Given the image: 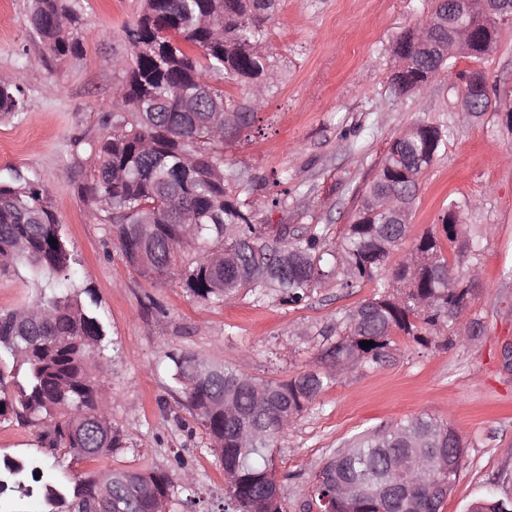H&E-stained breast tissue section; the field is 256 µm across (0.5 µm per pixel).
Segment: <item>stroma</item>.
Listing matches in <instances>:
<instances>
[{"label": "stroma", "mask_w": 512, "mask_h": 512, "mask_svg": "<svg viewBox=\"0 0 512 512\" xmlns=\"http://www.w3.org/2000/svg\"><path fill=\"white\" fill-rule=\"evenodd\" d=\"M431 0H276L264 42L273 74L250 126L224 141V168L249 189L254 221L273 227L326 229L334 245L357 213L390 141L420 122L449 130L419 177L402 260L427 230H440L449 202L464 203L447 258L465 253L479 277L459 321L478 334L456 340L440 332L428 346L397 332L393 359L381 366L336 370L334 381L281 441L278 479L287 512H301L316 474L361 433L427 415L462 438L465 455L442 512L473 501L512 498V22L500 25L495 48L459 57L425 88L390 86L393 45L416 30ZM83 52L53 59L29 28L31 0H0V76L19 78L26 108L0 118V171L34 175L61 221L76 262L73 277L98 301L106 329L103 363L109 380L97 394L124 434V448L104 462L52 453L35 432L0 417V458L53 464L60 480L88 479L100 467L160 469L173 480L194 477L191 496L203 508L227 495L224 468L184 395L173 388L164 355L182 351L263 380L285 381L327 370L322 331L339 314L373 296L325 283L301 304L241 292L206 302L189 296L178 276L151 281L126 262L114 234L96 216L92 161L83 144L96 138L125 78L113 58L127 55L123 28L141 0H77ZM479 70L501 109L471 116L461 73ZM37 282L25 264L0 272V308L34 300Z\"/></svg>", "instance_id": "35a3bbf8"}]
</instances>
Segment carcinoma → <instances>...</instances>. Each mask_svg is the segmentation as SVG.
I'll list each match as a JSON object with an SVG mask.
<instances>
[{"mask_svg":"<svg viewBox=\"0 0 512 512\" xmlns=\"http://www.w3.org/2000/svg\"><path fill=\"white\" fill-rule=\"evenodd\" d=\"M276 0H142L135 23L124 28L130 63L129 91H116L112 130L87 143L93 155V190L102 220L115 230L127 263L153 279L178 273L182 287L199 300L230 299L241 290L297 304L314 288L336 282L354 291L376 284L375 295L342 315L336 337H323V356L338 364L382 365L392 358L399 331L419 345L429 334L459 319L472 292L463 259L449 263L439 238L424 234L403 261L389 260L408 225L388 224L374 211L375 199L399 195L412 206L418 178L445 145L449 131L420 122L394 138L385 160L365 189L361 208L336 245L326 233L309 229L272 235L253 223L250 202L232 172H224V134L246 127L251 112H234L223 125L225 77L249 85L267 72L261 45L264 24ZM467 17L487 30L483 54L496 45L498 24L481 0H467ZM31 31L56 58L81 50L75 32L82 24L71 0H32ZM448 42V25L435 28L422 47L409 33L394 53L405 70L391 77L396 90L422 89L448 62L438 47ZM202 52V58L195 51ZM26 107L19 81L0 78V116ZM60 221L39 182L14 169L0 177V271L27 264L41 285L39 296L0 310V416L32 427L50 451L99 461L123 448L95 391L107 384L102 367L106 332L98 302L71 279L72 255ZM56 243H51V240ZM373 346L362 347L360 342ZM172 382L200 419L211 449L224 466L228 496L209 512H285L282 497L268 490L276 480L279 442L298 416L335 375L308 370L287 381L256 379L231 366L208 375L209 364L187 353L165 354ZM464 446L449 426L419 416L384 430L366 432L336 452L319 472L303 512H440L457 471L437 465L413 472L404 462L452 455ZM133 485L174 497L178 485L164 471H131ZM39 494L46 512H94L95 481L67 485L29 460L0 462V494ZM468 512H512V500L476 502Z\"/></svg>","mask_w":512,"mask_h":512,"instance_id":"1","label":"carcinoma"}]
</instances>
